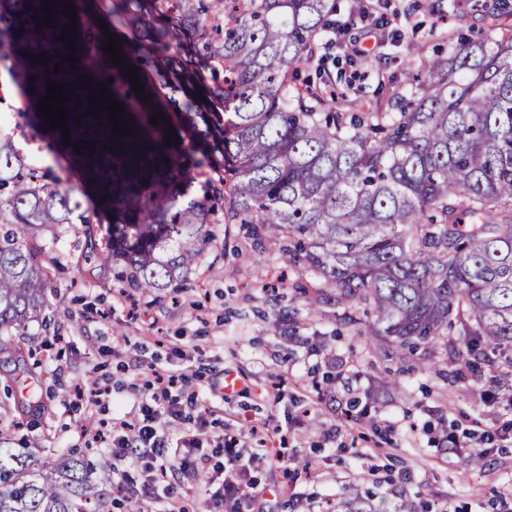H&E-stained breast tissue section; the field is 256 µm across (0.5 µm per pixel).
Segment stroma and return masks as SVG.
Listing matches in <instances>:
<instances>
[{"label": "stroma", "instance_id": "stroma-1", "mask_svg": "<svg viewBox=\"0 0 512 512\" xmlns=\"http://www.w3.org/2000/svg\"><path fill=\"white\" fill-rule=\"evenodd\" d=\"M412 0H365L381 45L348 54L332 32L316 38L300 80L355 91L346 112L388 111L425 64L448 56L461 38L495 28L512 34V8L489 16L469 0H443L437 14L411 10ZM27 153L45 157L91 223L111 218L81 172L45 142L16 136ZM200 264L176 293H143L112 275L91 279L79 258L77 231L53 248L45 311L51 327L30 322L24 335L0 336V435L34 459L73 453L110 471L112 436L105 423L139 413L152 381L133 358L186 370L194 399L182 402L179 429L195 433L187 460L206 459L149 486L146 472L124 464L122 484L101 490L111 512H162L165 494L188 512H224V479L249 470L253 512H327L353 485L373 491L388 512L407 501L432 512H506L512 486V442L484 449V430L512 425V378L506 356L486 361L457 333L401 360L394 343L351 322L355 307L337 302L322 279L282 259L285 237L256 243L236 224H211ZM240 381L225 393L224 377ZM99 380L110 397L95 407L76 396ZM101 431L87 443L82 429ZM466 434L479 463L442 450L448 433ZM241 453L233 463L217 439Z\"/></svg>", "mask_w": 512, "mask_h": 512}]
</instances>
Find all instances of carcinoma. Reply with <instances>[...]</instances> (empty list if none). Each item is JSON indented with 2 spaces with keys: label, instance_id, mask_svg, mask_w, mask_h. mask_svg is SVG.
<instances>
[{
  "label": "carcinoma",
  "instance_id": "carcinoma-1",
  "mask_svg": "<svg viewBox=\"0 0 512 512\" xmlns=\"http://www.w3.org/2000/svg\"><path fill=\"white\" fill-rule=\"evenodd\" d=\"M63 3L0 0V59L11 61L34 106L51 80L72 96L64 103L71 143L60 127L51 134L107 195L110 240L99 247L72 190L46 182L0 139L1 334L41 316L48 269L58 264L44 239L52 228L57 238L82 225L91 269L117 270L152 292L181 287L207 249L205 225L224 223L257 241L288 235V264L363 308L371 335L391 339L403 357L452 327L471 351L512 349V35L466 39L432 60L390 120L374 123L322 111V97L296 83L335 0H98L127 62L141 70L165 59L172 96L146 104L100 43L77 31L60 40L71 28ZM48 6L55 14L46 25ZM201 62L224 73L209 89L224 109L211 113L224 125L222 160L174 137L167 145V125L150 123L157 112L171 120L172 106L192 119V101L175 93L179 76ZM108 68L133 136L112 137L108 110L89 114L92 78ZM193 169L205 178L200 197L189 193ZM11 444L0 439V512H109L99 485L110 475L70 455L38 463ZM337 507L383 512L356 488Z\"/></svg>",
  "mask_w": 512,
  "mask_h": 512
}]
</instances>
